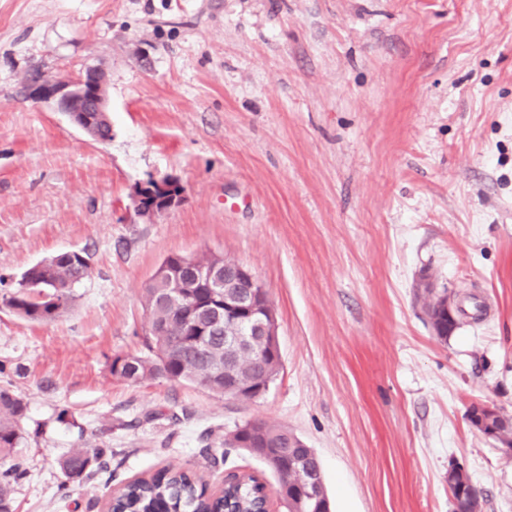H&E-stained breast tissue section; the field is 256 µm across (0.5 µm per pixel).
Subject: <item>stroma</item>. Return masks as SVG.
Wrapping results in <instances>:
<instances>
[{
  "label": "stroma",
  "instance_id": "stroma-1",
  "mask_svg": "<svg viewBox=\"0 0 512 512\" xmlns=\"http://www.w3.org/2000/svg\"><path fill=\"white\" fill-rule=\"evenodd\" d=\"M89 69L104 142L30 94ZM165 177L183 203L140 217L136 186ZM71 250L91 274L66 312L0 305V386L27 406L15 512H103L168 465L269 479L206 457L249 419L315 451L332 512H451L453 464L512 512V455L469 420L512 415V0H0V275ZM174 253L267 290L282 366L262 397L112 376L145 352L144 288ZM427 289L464 311L448 340ZM102 444L60 490L62 456ZM471 413L475 417L477 424L474 427L484 435H494L492 419L501 412L497 407L490 404H477L471 408ZM474 413V414H473ZM479 417V419H477Z\"/></svg>",
  "mask_w": 512,
  "mask_h": 512
}]
</instances>
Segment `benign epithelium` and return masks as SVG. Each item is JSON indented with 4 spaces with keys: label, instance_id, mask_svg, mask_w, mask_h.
<instances>
[{
    "label": "benign epithelium",
    "instance_id": "7a95c632",
    "mask_svg": "<svg viewBox=\"0 0 512 512\" xmlns=\"http://www.w3.org/2000/svg\"><path fill=\"white\" fill-rule=\"evenodd\" d=\"M92 71L83 75H65L55 81L35 80L31 84L32 97L49 102L67 115L83 132L98 140L92 133V115L108 111L107 89L102 81L90 79ZM185 198V189L173 178L150 179L139 184L133 195L139 216L151 218L179 206ZM186 288H206L207 301L201 303L184 293ZM165 300L182 304L195 312L198 334L224 335V345L240 354L255 352L266 343L268 353L279 352L277 328L269 323L271 304L266 289L252 270L234 260L224 261V268H206L191 258L182 257L179 268L172 275ZM477 418L475 428L484 435L494 434L492 419L500 414L497 407L477 404L471 408Z\"/></svg>",
    "mask_w": 512,
    "mask_h": 512
}]
</instances>
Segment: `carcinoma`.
<instances>
[{"label": "carcinoma", "instance_id": "cac0c4a2", "mask_svg": "<svg viewBox=\"0 0 512 512\" xmlns=\"http://www.w3.org/2000/svg\"><path fill=\"white\" fill-rule=\"evenodd\" d=\"M178 259L177 254L164 258L144 293L148 320L164 335L146 337L145 354H135L129 361L116 357L110 365L114 377L130 383L162 378L199 385L200 373L224 362V337L195 335L187 327V309L170 306L160 293V289L167 287L168 275L176 268ZM89 275V263L82 252H63L29 267L14 289L0 297V303L27 321H49L68 308L73 288ZM280 367V357L274 355L266 357L261 364L254 363L249 356L241 357L238 363L240 374L256 385L275 380ZM203 388L224 394V374L211 376ZM25 411L23 399L9 387L1 386L0 463L6 469L0 472V512H14L15 485L27 476L26 469L12 462L15 448L23 440L21 422ZM290 437L294 439V447L283 448V463L288 466V476L270 466L267 470L276 478V483L288 481L291 490L308 475H317V491L322 495L324 512H329L330 502L318 458L313 449L306 447L301 438L285 427L264 420H246L225 434L221 447L211 458L213 463H219L224 460L228 448L251 456L258 448H272ZM110 453V448L72 449L59 462L64 476L61 489L66 490L69 485L90 478ZM264 489L263 483L246 474L228 489L226 498H214L206 495V486L198 484L188 472L164 468L127 484L115 499L113 508L114 512H221L228 506L245 512L254 506Z\"/></svg>", "mask_w": 512, "mask_h": 512}]
</instances>
